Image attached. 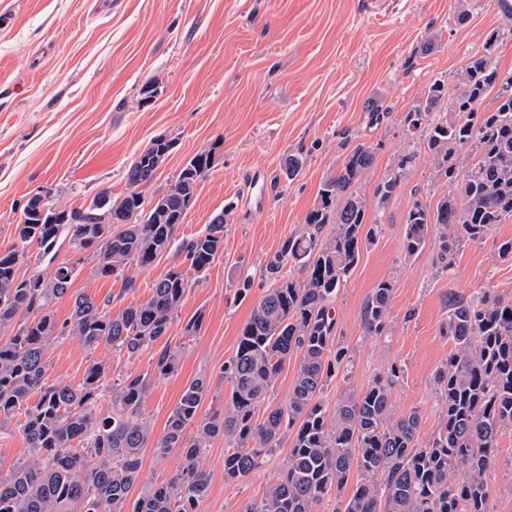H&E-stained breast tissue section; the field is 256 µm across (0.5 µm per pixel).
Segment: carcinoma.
Listing matches in <instances>:
<instances>
[{
  "mask_svg": "<svg viewBox=\"0 0 512 512\" xmlns=\"http://www.w3.org/2000/svg\"><path fill=\"white\" fill-rule=\"evenodd\" d=\"M503 38L491 33L486 52L469 57L454 97L439 81L407 112L404 126L424 131V147L453 188L437 201L413 202L402 239L405 258L432 247L438 270L453 269L461 246L482 241L512 216V71L503 72L492 48ZM494 95L495 107L482 108ZM175 140L159 136L129 167L128 191L108 189L91 201L57 209L46 196L29 198L16 225L18 244L0 251V424L19 415V430L31 460L0 473V512H199L211 476L203 449L222 435L224 479L246 477L293 437L288 462L258 503L245 512H494L486 474L499 448V434L512 429V296L491 289L464 298L449 295L445 333L454 348L434 374L441 401L438 423L420 441L421 414H397L392 394L400 370L377 373L362 391L340 394L330 409L323 400L335 366L344 361L336 338L335 302L357 265L361 247L382 225L368 221L361 185L376 161V148L357 143L342 165L327 175L304 230L289 237L267 264L271 285L257 300L239 334L224 373L232 383L224 412L200 415L209 393L207 377L194 379L153 434L143 403L154 380L172 373L178 354L159 352L154 372H126L112 385V406L102 414L98 391L110 373L106 361L89 364L77 387L48 382L46 355L58 336H77L90 348L103 345L132 359L167 334L178 316L190 278L170 270L151 295L113 314L109 302L79 294L70 318L58 323L53 301L68 292L74 269L52 276L19 272L21 262L39 264L58 239L70 238L99 276L122 274L127 266L151 265L172 248L191 208L198 181L212 168L214 151L200 152L181 168L161 197L145 201L139 187L150 182ZM469 148V166L456 179V153ZM399 183L395 174L374 192L385 207ZM38 252L28 256L31 244ZM198 278L224 252V213L206 230L180 244ZM289 267L302 279L286 274ZM393 285L379 282L361 311L366 333L379 336L389 321ZM300 356L288 404L270 407L275 381L292 355ZM38 400L30 402L32 395ZM153 445L161 458L179 453V471L155 484L142 477L141 450ZM359 480L345 493L352 469ZM142 485L134 508L128 494Z\"/></svg>",
  "mask_w": 512,
  "mask_h": 512,
  "instance_id": "1",
  "label": "carcinoma"
}]
</instances>
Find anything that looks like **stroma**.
<instances>
[{"mask_svg": "<svg viewBox=\"0 0 512 512\" xmlns=\"http://www.w3.org/2000/svg\"><path fill=\"white\" fill-rule=\"evenodd\" d=\"M465 22H458L460 11ZM512 27L500 0H0V250L16 244V224L30 196L48 195L59 208L90 201L101 190H127L125 173L149 141L175 146L143 185L145 198L162 196L183 164L214 150L213 168L199 181L194 202L177 233L200 234L216 214L224 216V253L192 281L166 336L138 357L111 348L91 350L78 337L50 345V381L76 385L96 358L112 366L110 384L97 405L111 407L112 383L126 372L150 370L157 351H177V369L155 381L143 407L161 433L184 388L207 376L210 393L201 406L223 407L231 382L223 375L240 330L265 291L262 273L282 243L303 227L324 176L341 164L348 146H376V161L361 186L368 215L382 231L364 247L336 298L337 330L350 360L323 394L360 390L373 376L397 365L402 377L392 399L397 411L418 409L421 438L434 431L440 406L433 376L452 342L444 331L448 295L466 297L491 288L512 295V260L497 254L512 238V217L483 241L457 253L451 275L437 274L432 252L404 258L402 237L415 199L447 189L435 172L421 134L406 132L403 117L429 84L455 89L468 58L483 52L493 31ZM154 82L152 100L142 87ZM383 99L389 112L376 125L364 109ZM302 153L299 176L283 172L287 155ZM415 160L406 171L405 154ZM269 185L266 210H251L244 188L254 172ZM400 183L385 208L372 196L391 175ZM183 257L171 250L127 275L99 277L90 265L73 276L67 296L53 304L57 321L72 313L77 294L108 300L113 311L145 300L155 281ZM133 288H126V278ZM252 283L240 291L243 280ZM391 281L387 335H367L361 310L372 289ZM202 314L197 336L184 325ZM224 439L215 437L202 462L211 486L200 512H244L260 500L288 459L282 442L248 477L224 479ZM487 482L495 512H512V430L500 438Z\"/></svg>", "mask_w": 512, "mask_h": 512, "instance_id": "35a3bbf8", "label": "stroma"}]
</instances>
